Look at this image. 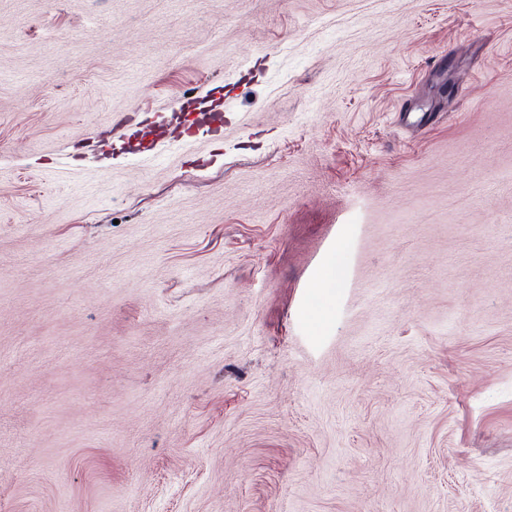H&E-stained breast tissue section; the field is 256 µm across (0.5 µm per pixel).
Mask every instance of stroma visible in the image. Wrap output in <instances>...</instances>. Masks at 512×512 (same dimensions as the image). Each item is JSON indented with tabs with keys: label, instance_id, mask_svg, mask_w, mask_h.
Wrapping results in <instances>:
<instances>
[{
	"label": "stroma",
	"instance_id": "35a3bbf8",
	"mask_svg": "<svg viewBox=\"0 0 512 512\" xmlns=\"http://www.w3.org/2000/svg\"><path fill=\"white\" fill-rule=\"evenodd\" d=\"M0 512H512V0H0Z\"/></svg>",
	"mask_w": 512,
	"mask_h": 512
}]
</instances>
